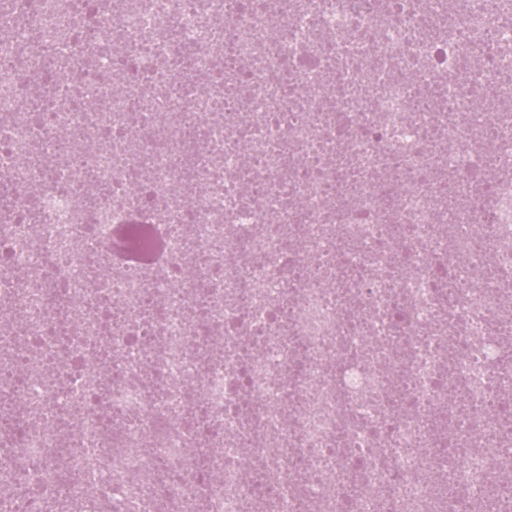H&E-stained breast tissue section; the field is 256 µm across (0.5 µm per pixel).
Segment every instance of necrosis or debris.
Returning <instances> with one entry per match:
<instances>
[{
  "mask_svg": "<svg viewBox=\"0 0 512 512\" xmlns=\"http://www.w3.org/2000/svg\"><path fill=\"white\" fill-rule=\"evenodd\" d=\"M0 512H512V0H0Z\"/></svg>",
  "mask_w": 512,
  "mask_h": 512,
  "instance_id": "1",
  "label": "necrosis or debris"
}]
</instances>
